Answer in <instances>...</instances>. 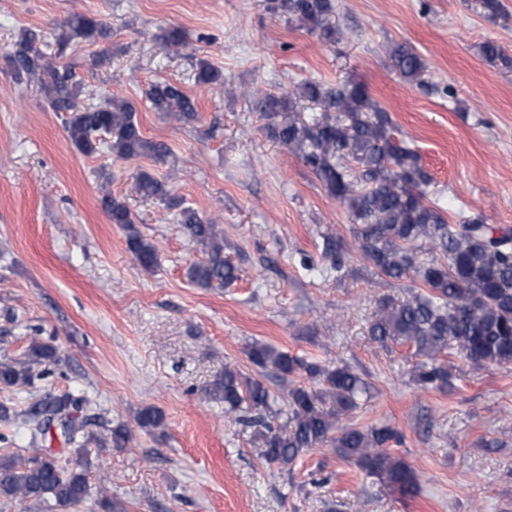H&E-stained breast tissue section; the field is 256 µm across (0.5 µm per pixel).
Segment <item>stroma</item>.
<instances>
[{
  "label": "stroma",
  "mask_w": 512,
  "mask_h": 512,
  "mask_svg": "<svg viewBox=\"0 0 512 512\" xmlns=\"http://www.w3.org/2000/svg\"><path fill=\"white\" fill-rule=\"evenodd\" d=\"M502 2L511 17L493 21L478 0H335L342 35L328 44L265 0H0V356L34 338L53 343L61 371L39 391L86 392L102 422L130 429L126 447L97 449L92 487L128 512H325L330 503L337 512H512V365L478 368L453 355L451 388L423 390L410 378L412 350L369 340L379 301L400 303L407 284L367 269L346 207L268 137L256 108L257 94L305 79L364 82L419 151L449 222L463 209L512 229V67L479 53L493 40L512 55V0ZM74 13L105 20L109 38L64 39ZM173 26L186 37L176 53L155 39ZM29 30L51 64L74 66L83 101L136 102L144 136L168 145L166 160L80 154L37 82L16 80L7 64ZM396 43L420 55L424 85L394 71ZM105 47L111 58L90 65ZM202 59L222 71L223 87L197 84ZM165 80L195 100L193 124L150 108L145 90ZM141 170L220 224L239 269L232 286L189 282L186 266L203 249L174 213L137 194ZM104 182L158 244L157 272L140 270L101 209ZM328 238L343 266L323 276ZM304 254L318 271L301 267ZM256 341L360 373L371 397L351 422L402 433L389 450L416 471L415 498L327 450L268 465L203 392L225 365L253 374ZM149 405L163 411L164 433L137 426Z\"/></svg>",
  "instance_id": "1"
}]
</instances>
